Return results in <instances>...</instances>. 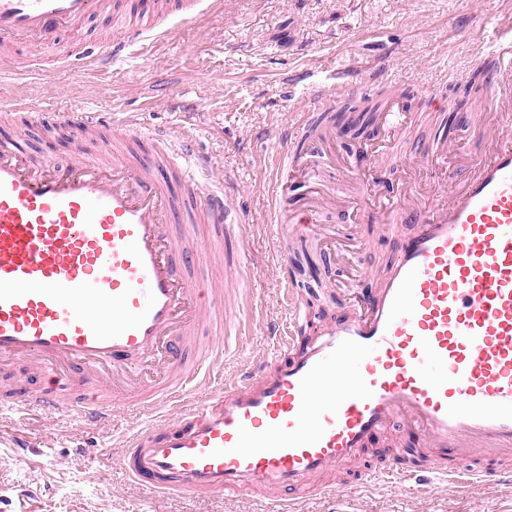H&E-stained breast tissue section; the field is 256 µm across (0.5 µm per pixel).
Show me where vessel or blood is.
I'll return each mask as SVG.
<instances>
[{"instance_id":"1","label":"vessel or blood","mask_w":512,"mask_h":512,"mask_svg":"<svg viewBox=\"0 0 512 512\" xmlns=\"http://www.w3.org/2000/svg\"><path fill=\"white\" fill-rule=\"evenodd\" d=\"M200 2L136 0L123 15L115 0H0V70L16 71V50L32 46L78 71L111 64ZM99 16L112 19L110 41H70ZM478 62L490 68L500 127L470 174L425 209L382 207L385 223L414 230L397 241L381 287L350 293L346 310L303 341L305 316L294 311L270 362L202 401L195 388L203 371L222 368L224 345L197 357L196 336L208 324L241 331L196 248L197 221L220 243H238L243 222L209 159L164 129L138 132L139 156L116 139L65 164L33 163L19 137H0V368L25 364L48 381L8 405L66 409L95 425L125 408L152 415L126 437L121 465L161 492L235 496L260 486L291 507L312 478L360 456L397 418L449 483L511 477L499 460L512 457V31ZM330 89L340 99L368 92L351 72L332 88L309 85L308 110L274 160L273 221L303 235L323 228L294 195L307 169L299 146ZM27 119L98 125L84 110ZM381 121L397 136L409 114L394 101ZM413 474L366 472L398 482Z\"/></svg>"}]
</instances>
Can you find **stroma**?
Returning a JSON list of instances; mask_svg holds the SVG:
<instances>
[{
	"mask_svg": "<svg viewBox=\"0 0 512 512\" xmlns=\"http://www.w3.org/2000/svg\"><path fill=\"white\" fill-rule=\"evenodd\" d=\"M512 19V0H224L218 11L171 16L173 39L159 40L108 68L79 73L52 56L31 51L23 75L0 74V108L23 101L47 112L76 105L98 114L137 113L143 128L190 133L194 149L215 165L228 199L243 215L242 238L253 262L246 270L247 296L236 306L247 322L244 335L224 339V377L234 379L270 361L276 334L288 324L286 285L293 304L305 308L313 333L344 310L349 288L383 282L394 242L413 227L386 229L376 212L352 223L346 202L360 188L359 174L404 190L406 206L420 204L433 181L435 138L448 115V95L477 68V57L500 23ZM348 68L379 87L420 86L427 94L410 100L412 122L404 139L406 160L370 151L369 138L340 135L313 158L323 193L318 217L338 226L341 237H294L289 225L272 227L271 159L276 132L305 105L301 92L313 80ZM470 134L451 139L448 158L462 173L489 143L494 117L469 112ZM65 139L50 145L42 128L24 131L25 148L37 160L74 158L81 134L61 125ZM289 259L307 253L302 269L283 279L275 265L280 249ZM142 422L120 411L108 424L83 430L63 410L19 417L0 412V512H18L16 486L43 485L31 512H280L271 493L161 495L132 483L118 462L122 443ZM34 441L29 462H18L9 442L20 425ZM392 424L354 463L319 478L299 512H512V483L458 486L424 475L420 481L352 487L355 474L379 459L380 448L404 447Z\"/></svg>",
	"mask_w": 512,
	"mask_h": 512,
	"instance_id": "obj_1",
	"label": "stroma"
}]
</instances>
